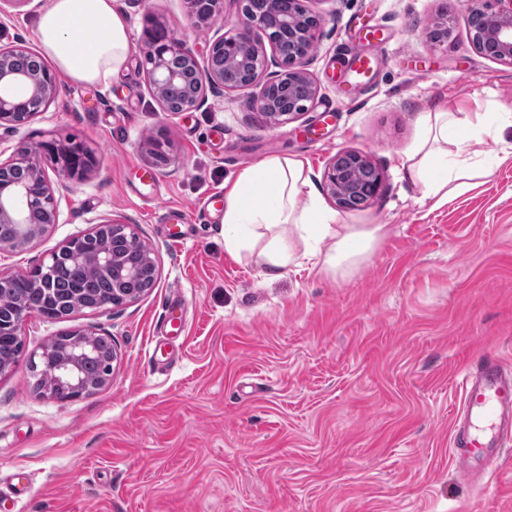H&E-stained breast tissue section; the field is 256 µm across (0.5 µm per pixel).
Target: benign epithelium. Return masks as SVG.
Here are the masks:
<instances>
[{"label": "benign epithelium", "instance_id": "benign-epithelium-1", "mask_svg": "<svg viewBox=\"0 0 512 512\" xmlns=\"http://www.w3.org/2000/svg\"><path fill=\"white\" fill-rule=\"evenodd\" d=\"M245 26L228 30L208 45L205 64H200L195 52L181 40L160 39L151 35L143 43V56L153 97L165 112L171 111L167 99L174 89L182 92L180 112H191L203 101L204 82L214 87L225 86L224 67L233 66L241 72V83L236 89L260 86L258 93L250 99V106L262 113L273 125H283L309 111L319 98L315 79L307 71L312 55L309 48L318 44L323 19L312 16L286 27L273 29L267 26L264 10L252 5V0H240ZM497 8L490 9L486 0H467L469 15H480L487 24L471 28V40L480 53L489 44L493 48L490 58L512 65V0H495ZM187 13L197 24L213 20L220 11L221 0H185ZM261 31L274 54V61L281 70L260 82L268 68V58L263 47L257 43L252 30ZM427 40L436 47L448 45L451 29L448 18L438 17L425 29ZM300 42L304 50L283 60L281 47L285 43ZM242 44L252 47L248 58H241L236 48ZM22 46L0 47V128L18 130L36 116L46 111L57 95V76L44 63L35 68H18L14 58L25 54ZM301 83L305 87L304 97L286 110L278 109V101L285 96L291 85ZM42 154L63 156L58 164L60 182L81 181L93 169L96 157L91 148L82 143L61 144L55 140L42 141L33 148L26 142L19 143L13 155L0 160V223L9 224L12 234L0 238V252L22 250L39 241L59 221L62 195L56 190L41 167ZM351 162L373 171L368 182H350L344 171L331 162L325 169L323 181L337 205L346 208L345 201L352 194H361L370 200L381 187L379 170L364 154L356 151L345 152ZM112 229V239L101 240L93 253H81L75 249L77 239L70 240L53 252L49 262L44 263L25 277L42 279L61 259L70 260L82 267L88 274L112 279V305L119 306L138 299L146 292L144 288H125L126 282L147 279L157 280L158 270L151 252L146 250L137 261H130L123 250L121 239L134 240L135 234L128 226L105 220L98 223L92 235L101 236L103 230ZM82 345L68 353L56 370V377L70 381V398L76 399L87 393L81 375V363L95 352L97 334L75 331Z\"/></svg>", "mask_w": 512, "mask_h": 512}]
</instances>
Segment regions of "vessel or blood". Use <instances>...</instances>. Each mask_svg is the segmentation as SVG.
Returning <instances> with one entry per match:
<instances>
[{"mask_svg":"<svg viewBox=\"0 0 512 512\" xmlns=\"http://www.w3.org/2000/svg\"><path fill=\"white\" fill-rule=\"evenodd\" d=\"M459 386L462 404L451 426V464L463 478L485 488L512 444V368L496 352H483L466 366Z\"/></svg>","mask_w":512,"mask_h":512,"instance_id":"b4317fda","label":"vessel or blood"}]
</instances>
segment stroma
Wrapping results in <instances>:
<instances>
[{
  "mask_svg": "<svg viewBox=\"0 0 512 512\" xmlns=\"http://www.w3.org/2000/svg\"><path fill=\"white\" fill-rule=\"evenodd\" d=\"M443 1L302 0L324 18L309 65L320 99L271 127L248 89L162 111L142 65L148 27L205 58L242 26L236 0L201 25L184 0H121L134 51L111 86L61 80L47 112L0 129L5 150L53 139L97 158L71 183L58 224L0 256V277L109 219L130 225L158 269L133 302L24 322L23 351L0 373V512H512V454L488 493L461 481L448 455L459 372L486 350L512 364V160L433 211L396 173L417 113L444 103L489 121L512 113V66L474 48L463 0H447V46L425 39ZM47 3L0 0V45L38 51L32 28ZM345 49L378 59L353 93ZM160 137L171 144L162 159ZM350 150L384 186L346 218L388 227L357 273L336 280L303 266L269 278L256 257L225 251L224 227L205 210L225 179L297 155L319 186ZM172 208L184 223H167ZM169 306L176 336L159 325ZM75 330L111 339L110 381L67 402L34 391L29 355Z\"/></svg>",
  "mask_w": 512,
  "mask_h": 512,
  "instance_id": "obj_1",
  "label": "stroma"
}]
</instances>
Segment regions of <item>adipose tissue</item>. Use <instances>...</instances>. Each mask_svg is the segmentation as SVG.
<instances>
[{"mask_svg":"<svg viewBox=\"0 0 512 512\" xmlns=\"http://www.w3.org/2000/svg\"><path fill=\"white\" fill-rule=\"evenodd\" d=\"M35 38L44 55L75 83L109 88L132 53L128 19L120 0H49ZM418 135L398 165L400 180L421 189L420 201L438 209L476 189L512 159V114L495 122L465 125L455 106L417 113ZM500 144L494 158H480L468 145ZM224 249L258 251L267 276L288 267H311L335 279L353 275L387 233L383 224H346L328 208L307 160L273 156L238 170L224 183Z\"/></svg>","mask_w":512,"mask_h":512,"instance_id":"1","label":"adipose tissue"}]
</instances>
